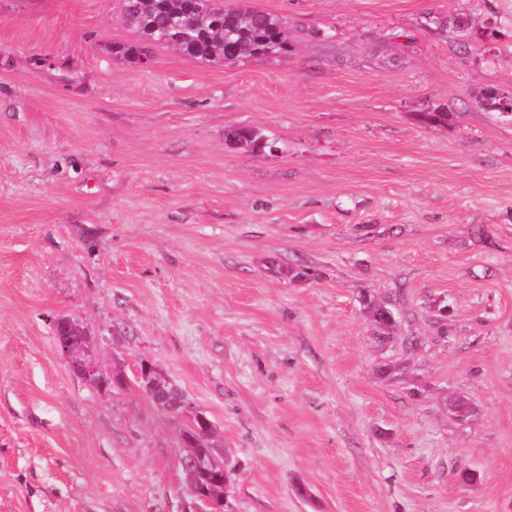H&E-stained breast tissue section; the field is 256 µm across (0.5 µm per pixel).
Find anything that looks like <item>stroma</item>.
<instances>
[{
    "label": "stroma",
    "mask_w": 512,
    "mask_h": 512,
    "mask_svg": "<svg viewBox=\"0 0 512 512\" xmlns=\"http://www.w3.org/2000/svg\"><path fill=\"white\" fill-rule=\"evenodd\" d=\"M224 2L287 53L144 65L122 0H0V512H188L144 362L212 421L232 512H512V118L482 103L512 0ZM82 331L73 321L70 319L58 320L55 324V343L57 349L71 361L73 351V338L74 333L79 334ZM82 333L90 341V337L87 336L83 331Z\"/></svg>",
    "instance_id": "stroma-1"
}]
</instances>
